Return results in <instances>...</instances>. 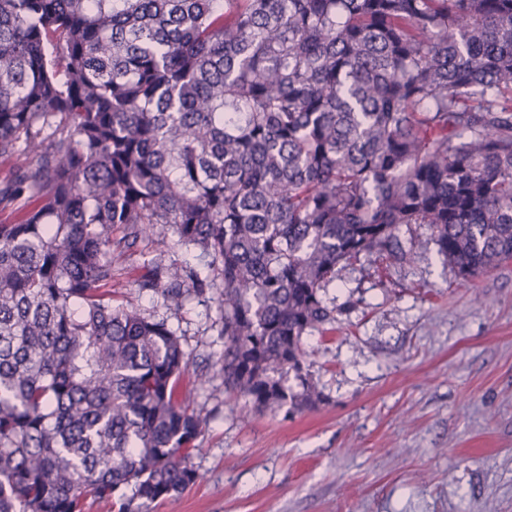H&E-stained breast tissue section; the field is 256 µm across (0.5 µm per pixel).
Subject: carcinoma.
Returning <instances> with one entry per match:
<instances>
[{"label":"carcinoma","instance_id":"carcinoma-1","mask_svg":"<svg viewBox=\"0 0 512 512\" xmlns=\"http://www.w3.org/2000/svg\"><path fill=\"white\" fill-rule=\"evenodd\" d=\"M18 155L0 205L39 206L0 223V512H149L194 482L203 418L119 267L196 250L138 288L224 289L226 392L316 407L301 340L336 330L339 268L406 259L414 224L465 279L512 259V0H0Z\"/></svg>","mask_w":512,"mask_h":512}]
</instances>
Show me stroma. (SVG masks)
I'll use <instances>...</instances> for the list:
<instances>
[{
    "instance_id": "1",
    "label": "stroma",
    "mask_w": 512,
    "mask_h": 512,
    "mask_svg": "<svg viewBox=\"0 0 512 512\" xmlns=\"http://www.w3.org/2000/svg\"><path fill=\"white\" fill-rule=\"evenodd\" d=\"M412 232L427 245L411 260L340 272L338 330L303 339L323 400L293 415L225 393L221 289L176 309L137 286L148 263L201 259L169 236L139 244L114 301L176 331L205 420L195 482L150 512H512V261L465 280Z\"/></svg>"
}]
</instances>
